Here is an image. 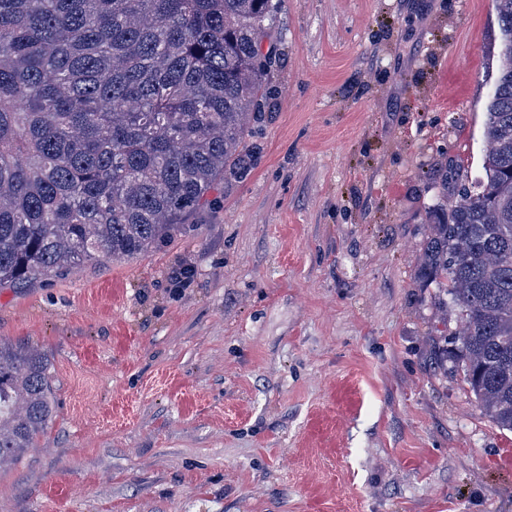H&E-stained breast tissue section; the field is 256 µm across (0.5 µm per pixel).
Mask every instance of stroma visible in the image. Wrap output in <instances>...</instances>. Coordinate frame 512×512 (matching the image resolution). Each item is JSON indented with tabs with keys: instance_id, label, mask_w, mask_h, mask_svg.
I'll use <instances>...</instances> for the list:
<instances>
[{
	"instance_id": "obj_1",
	"label": "stroma",
	"mask_w": 512,
	"mask_h": 512,
	"mask_svg": "<svg viewBox=\"0 0 512 512\" xmlns=\"http://www.w3.org/2000/svg\"><path fill=\"white\" fill-rule=\"evenodd\" d=\"M276 3L250 175L160 248L0 286L55 405L0 512H512L418 275L440 183L483 176L491 0Z\"/></svg>"
}]
</instances>
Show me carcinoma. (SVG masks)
Returning a JSON list of instances; mask_svg holds the SVG:
<instances>
[{"mask_svg":"<svg viewBox=\"0 0 512 512\" xmlns=\"http://www.w3.org/2000/svg\"><path fill=\"white\" fill-rule=\"evenodd\" d=\"M485 180L429 209L419 276L459 314L469 389L512 432V0ZM272 0H0V285L146 252L251 168ZM52 363L0 341V465L53 417Z\"/></svg>","mask_w":512,"mask_h":512,"instance_id":"obj_1","label":"carcinoma"}]
</instances>
